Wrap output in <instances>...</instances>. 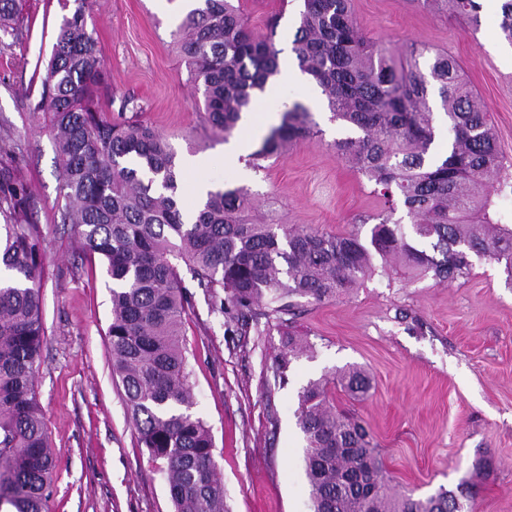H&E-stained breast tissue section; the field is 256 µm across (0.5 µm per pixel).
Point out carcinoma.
I'll return each instance as SVG.
<instances>
[{"instance_id":"1","label":"carcinoma","mask_w":512,"mask_h":512,"mask_svg":"<svg viewBox=\"0 0 512 512\" xmlns=\"http://www.w3.org/2000/svg\"><path fill=\"white\" fill-rule=\"evenodd\" d=\"M440 2L448 14L478 25L477 0ZM81 3L59 27L37 105L49 114L57 146L61 222L112 280V371L174 512H225L214 437L189 412L183 319L195 308V294L180 265L237 335L275 329L288 337L273 371L283 381L301 348L292 329L303 299L348 295L389 265L454 282L470 274L475 257L499 265L511 285L512 220L501 201L512 197V165L452 57L436 53L422 67L415 52L372 42L353 0H303L292 51L324 95L331 120L358 132L334 147L379 200L360 219L372 223L369 237L249 223L244 188L211 191L188 215L175 153L138 119L135 99L121 100L120 119L105 115L99 90L106 72L92 2ZM23 10L24 0H0V33L13 34ZM500 29L512 45V0H503ZM176 42L188 81L203 89L206 122L224 134L251 107L252 90L281 72L272 36L255 34L234 0H202L182 20ZM436 103L453 132L443 156L433 152ZM319 133L311 112L296 103L253 158L280 157L286 145ZM16 170V152L1 143L0 264L10 277L0 281V506L49 512L55 452L35 385L45 341L42 235L29 219L31 190ZM399 204L407 224L394 218ZM337 384L364 393L369 379L349 366L338 371ZM297 426L306 443L312 512H479L462 485L425 498L392 491L368 427L336 410L318 382L299 394ZM359 474L375 478L372 491L353 481Z\"/></svg>"}]
</instances>
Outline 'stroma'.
<instances>
[{
    "mask_svg": "<svg viewBox=\"0 0 512 512\" xmlns=\"http://www.w3.org/2000/svg\"><path fill=\"white\" fill-rule=\"evenodd\" d=\"M242 4L254 32L273 34L283 69L296 68L291 47L302 0ZM354 10L378 44L455 58L512 163V93L504 90L512 84V45L500 35L499 5L483 0L475 26L419 0H354ZM185 12L181 0L93 5L108 110L117 114L122 98H135L142 120L167 138L184 211L198 208V184L242 187L253 200L252 222L368 236L360 218L378 202L337 154L334 141L349 131L331 121L317 86L276 80L258 126L229 138L212 130L200 111L203 93L188 82L175 45ZM64 14L58 0H27L17 34L0 40V137L20 151L31 217L44 237L45 344L36 389L57 453L50 512H173L112 375L110 281L101 263L78 252L58 212L56 146L36 105ZM297 102L310 108L320 135L295 143L282 159L254 162L263 137ZM233 137L246 141L235 156L224 152ZM296 332L304 351L280 385L273 379L280 333L234 335L201 296L185 322L191 411L214 436L227 512H311L296 417L298 395L313 381L325 384L336 407L368 423L395 491L423 498L467 481L481 512H512V287L498 265L474 260L470 275L452 283L382 272L351 295L304 304ZM351 365L368 374L366 394L335 386L336 372ZM485 458L487 475L475 467Z\"/></svg>",
    "mask_w": 512,
    "mask_h": 512,
    "instance_id": "35a3bbf8",
    "label": "stroma"
}]
</instances>
